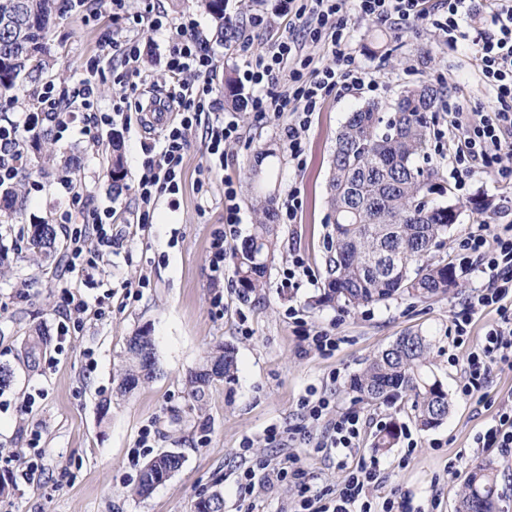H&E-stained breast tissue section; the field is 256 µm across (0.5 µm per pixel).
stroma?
Returning <instances> with one entry per match:
<instances>
[{"mask_svg": "<svg viewBox=\"0 0 512 512\" xmlns=\"http://www.w3.org/2000/svg\"><path fill=\"white\" fill-rule=\"evenodd\" d=\"M250 0H229L237 18V35L223 40L200 0H76L64 9L47 38L48 67L37 80L20 81L13 102L0 108V126L21 121L33 111L44 86L76 96L84 79H94V111L114 113L111 125L84 128L72 123L57 133L53 162L42 165L35 133L50 128L39 119L36 131H21L26 168L15 189L18 200L11 214L0 217V367L10 377L0 396L8 408L0 410V512H194L200 497L219 494L224 512H296L298 495L289 483L274 482L250 498L240 497L237 480L254 458L268 459L272 467L297 461L315 476L317 488L333 490L343 472L335 456L304 447L305 422L298 403L307 391L327 396L334 409L359 410L367 420L361 457L378 460L390 474L374 489L377 497L399 499L412 492L414 505L436 512H457L459 494L475 463H493L497 474V512H512V454L497 448H478L475 436L488 426L492 413L478 399H460L456 387L463 366L448 363V332L454 309L480 287L477 274L459 273L447 297L421 302L394 298L356 310L338 306L311 307L320 292L317 284L301 282L284 289L280 282L292 252H300L318 281L326 275L327 240L333 230L328 205V181L336 135L348 113L375 101L391 104L407 87L426 81L447 85L450 99H465L469 106L489 107L492 98L481 80L473 51L444 45L434 29L417 23L397 31L370 19L358 20L353 42L357 61L367 78L376 79L378 91L357 90L330 95L315 112L305 133L303 166L288 155L285 129L292 117H259L251 109L232 111L224 102L225 78H238L244 60L263 55L279 35L287 33L289 19L280 0H265L271 16L264 31L251 28ZM163 13L169 23H193L210 44L216 61L213 106L189 135L184 156L182 186L176 198L161 197L148 227L139 228L137 184L142 174L143 144L161 140L163 129L149 123L147 108L154 95L169 87L167 57L172 47L166 33L153 32L148 19ZM136 40L141 51L136 70L119 58L100 55L105 38ZM99 58L100 72H88L91 58ZM137 90L125 94L124 88ZM234 113L242 129L239 142L227 148L224 168L206 191V126ZM124 143L128 172L122 193H115L108 175L106 143L112 131ZM268 158H260V150ZM428 154L439 172L440 184L449 187L459 217L448 231L446 254L481 221L512 224V206L501 207L500 192L492 179L478 174L465 190H455L448 151L430 144ZM238 190L242 222L238 239H246L256 222V194L271 193L282 204L289 189L300 192L302 208L293 224H279L278 251L256 291L240 287L233 268L214 281L209 245L224 226V183ZM78 194L84 213L112 208L117 221L112 233L119 245L102 254L96 267L68 272L58 262H37L27 234L37 224L54 225L58 251L66 253L68 234L58 224L61 207ZM88 302L81 330L57 341V325L66 308L63 294ZM221 306H214L215 295ZM103 308L96 316L95 308ZM299 320L288 317L289 309ZM334 334L336 351L323 355L308 349L304 328ZM149 332L158 365L156 377L126 394L117 391L125 367L127 342L138 331ZM418 332L432 343L427 369L447 388L448 416L438 427L424 430L409 403L368 404L349 389L352 376L398 336ZM44 334L49 344L37 364H28L25 347L31 336ZM235 351L233 380L217 381L202 395H193L190 373L219 345ZM43 395L33 407L25 400L34 389ZM411 431L418 446L407 467H399L404 441L390 451L373 448L380 429L390 424ZM287 429L289 436L275 447L262 441L269 425ZM42 432L46 450L43 474L24 481L27 440L32 427ZM147 447H140L141 436ZM252 439L243 451L244 439ZM164 451L180 453L183 465L150 495L132 489L145 463ZM456 474H449V465Z\"/></svg>", "mask_w": 512, "mask_h": 512, "instance_id": "obj_1", "label": "stroma"}]
</instances>
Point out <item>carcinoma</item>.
<instances>
[{
  "mask_svg": "<svg viewBox=\"0 0 512 512\" xmlns=\"http://www.w3.org/2000/svg\"><path fill=\"white\" fill-rule=\"evenodd\" d=\"M219 33L233 34L235 25L224 13V0H203ZM61 6L57 0H0V97L7 96L19 77H37L46 67L45 37ZM448 105V87L422 83L408 88L390 108L369 103L349 113L336 136L329 181V204L334 219L326 259V277L311 305L337 304L357 309L368 304L407 296L419 301L448 295L456 285L455 267L434 261L431 254L444 244L456 223L458 210L437 200V169L422 167L430 139V122ZM112 186L120 190L127 173L123 141L112 133ZM258 221L252 234L231 252V261L242 287H263V278L275 258L277 235L274 198L257 197ZM29 249L49 261L57 251L51 224H36L28 237ZM47 343L41 334L27 343V362L36 364ZM154 344L148 332L130 337L127 364L118 384L120 393L153 378ZM431 343L408 332L369 360L351 378L350 390L370 404L406 400L418 424L432 428L448 415V393L426 370ZM224 368L220 378L230 380L236 370L234 349L219 346L190 373L192 393L204 392L213 379L211 366ZM400 427L391 424L376 435L373 447L395 445ZM496 475L490 463L469 473L461 490L458 512H494Z\"/></svg>",
  "mask_w": 512,
  "mask_h": 512,
  "instance_id": "cac0c4a2",
  "label": "carcinoma"
}]
</instances>
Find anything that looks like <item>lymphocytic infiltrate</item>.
<instances>
[{
    "instance_id": "1",
    "label": "lymphocytic infiltrate",
    "mask_w": 512,
    "mask_h": 512,
    "mask_svg": "<svg viewBox=\"0 0 512 512\" xmlns=\"http://www.w3.org/2000/svg\"><path fill=\"white\" fill-rule=\"evenodd\" d=\"M283 7L294 17V25L265 56L246 60L242 85L256 115H292L286 138L293 161L303 163V134L325 97L360 89L365 83L364 71L349 51L356 19L372 18L399 29L426 22L441 31L446 44L462 42L473 48L480 61V79L494 98L491 107L480 110L459 101L450 104L447 129L434 130L433 136L447 139L458 180L469 178L479 168L493 177L501 201L512 198V0H485L480 22L474 20L467 0H283ZM151 26L156 31L167 30L174 44L167 67L180 118L167 125L159 144L144 149V173L138 183L139 224L143 227L149 224L162 195L180 191L188 133L212 105L215 72V57L193 25L168 26L157 17ZM310 43L326 45L331 62L315 66L305 52ZM79 213L73 206L60 216L62 223L72 227L66 260L70 271L94 265L101 252L116 244L111 210L93 214L91 221L82 223L77 220ZM240 222L238 191L228 181L224 184V228L210 242V268L215 276L224 274ZM456 256L462 271H478L482 278L481 287L454 311L448 344L449 362L465 361L457 393L470 400L482 396L494 371L512 370V225H475L458 241ZM490 309L495 319L481 340L471 342L472 322ZM330 405L327 397L312 391L299 400L303 416L322 426L320 432H304V443L334 452L344 471L335 495L315 488L303 467L277 472L278 478H292L299 487L303 512H414L408 496L399 503L384 499L380 510H373L368 490L385 484L390 475L378 462L357 457L363 430L359 412L334 414Z\"/></svg>"
}]
</instances>
